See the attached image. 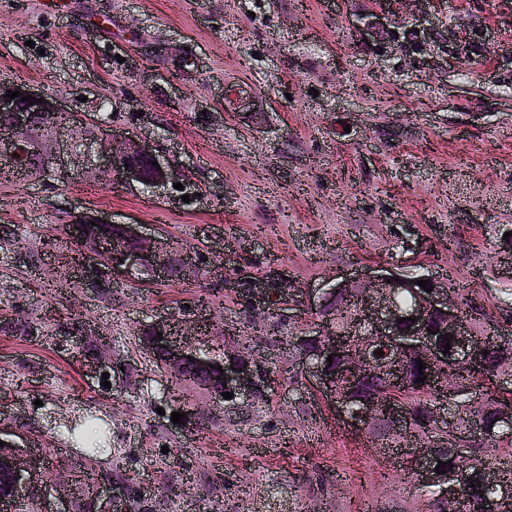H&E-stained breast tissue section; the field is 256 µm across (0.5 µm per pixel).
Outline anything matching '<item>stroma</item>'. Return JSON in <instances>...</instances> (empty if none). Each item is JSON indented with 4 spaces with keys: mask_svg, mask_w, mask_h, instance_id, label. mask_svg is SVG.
<instances>
[{
    "mask_svg": "<svg viewBox=\"0 0 512 512\" xmlns=\"http://www.w3.org/2000/svg\"><path fill=\"white\" fill-rule=\"evenodd\" d=\"M0 0V84H30L117 137L184 167L183 190L67 174L0 184V435L46 451L34 505L84 452L67 429L95 416L113 451L96 476L149 481L164 512H339L351 500L425 512L418 484L375 477L382 459L319 394L295 383L287 347L255 340L268 402L172 397L139 342L156 316L185 317L215 351L245 327L249 280L295 288L278 332L314 328L307 289L356 263L422 266L495 304L496 232L512 228V0ZM105 214L192 256L194 277L136 274L97 293L62 267L74 213ZM31 325L22 336L17 323ZM106 333L108 377L75 339ZM183 413L181 422L172 413Z\"/></svg>",
    "mask_w": 512,
    "mask_h": 512,
    "instance_id": "stroma-1",
    "label": "stroma"
}]
</instances>
